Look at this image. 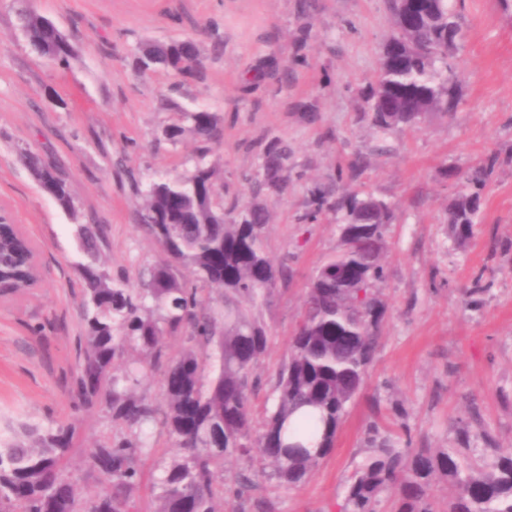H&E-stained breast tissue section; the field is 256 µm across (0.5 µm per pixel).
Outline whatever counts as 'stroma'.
<instances>
[{
	"label": "stroma",
	"instance_id": "35a3bbf8",
	"mask_svg": "<svg viewBox=\"0 0 512 512\" xmlns=\"http://www.w3.org/2000/svg\"><path fill=\"white\" fill-rule=\"evenodd\" d=\"M68 35L75 56L59 67L32 53L13 0H0V224L16 225L35 248L40 282L0 297V437L22 423L75 428L70 472L78 492L99 477L85 450L107 432L102 414L74 409L70 386L83 334L84 260L77 219L104 227L100 257L113 278L138 286L158 257L136 222L139 187L156 174L185 173L196 144L158 143L173 104L224 120V141L209 156L225 204L259 203L265 239L292 277L253 307L270 336L254 398L262 415L301 310L310 276L340 247L337 219L306 223L312 190L335 183L353 150L367 165L357 185L395 204L386 276L387 307L367 380L341 426L334 452L307 483L280 486L259 461L236 460L227 477L246 476L250 512H339L345 482L365 448L370 422L393 421L401 405L414 447H449L451 426L469 420V402L499 447L512 448V0H465V38L453 54L457 107L388 138L364 117L360 88L373 81L391 34L385 0H33ZM307 41H299L302 28ZM195 38L205 78L143 77L130 65L142 42ZM276 57L287 83L268 81L250 96L243 74ZM314 102L306 118L297 106ZM291 151L284 194L247 183L270 139ZM31 150L66 181L77 215L67 216L41 189L20 154ZM497 155L480 224L457 243L446 207L458 191L443 168L464 172ZM483 292L471 303L474 285Z\"/></svg>",
	"mask_w": 512,
	"mask_h": 512
}]
</instances>
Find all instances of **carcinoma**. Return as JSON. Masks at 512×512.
Returning a JSON list of instances; mask_svg holds the SVG:
<instances>
[{"instance_id": "cac0c4a2", "label": "carcinoma", "mask_w": 512, "mask_h": 512, "mask_svg": "<svg viewBox=\"0 0 512 512\" xmlns=\"http://www.w3.org/2000/svg\"><path fill=\"white\" fill-rule=\"evenodd\" d=\"M387 0L395 29L381 53L375 79L360 92L364 115L382 134L415 126L428 114L448 115L456 104L451 59L462 37L450 0ZM17 19L30 49L59 66L74 48L53 23L22 3ZM141 76L159 69L185 80L203 79L192 37L147 42L132 53ZM269 78L288 83V69L265 62L244 80L256 90ZM176 118L161 132L171 145L194 137L198 162L192 171L152 178L139 223L160 257L140 285L112 279L99 264L100 225H79L85 281L84 332L79 370L71 388L77 406L98 410L111 429L89 449L100 476L92 494L77 493L67 475L74 432L67 426L23 427L21 436L0 440V512H132L142 466L152 456V429L166 435L169 458L158 462L152 490L155 512H246L243 478L225 483L224 463L257 453L267 476L280 485L306 483L332 453L338 431L362 390L375 358L385 304L376 284L385 277V257L395 208L352 187L366 165L360 151L338 170L346 186L311 192L303 220L342 213L341 247L311 277L288 355L276 372L272 404L254 424L252 397L262 385L254 373L267 353L266 327L245 308L285 282L291 271L265 252L268 212L260 205L224 208L216 172L205 159L224 136V121L206 109L173 105ZM24 163L58 207L75 214L67 184L54 166L25 151ZM288 146L271 141L256 172V190L282 193L288 181ZM497 164L490 155L469 167L447 221L458 243L473 233L484 190ZM30 243L13 224H0V296H13L35 282ZM180 340L167 352L164 338ZM159 373L163 403L138 392L141 380ZM458 447L413 448L410 439L374 421L366 429L365 457L345 485L339 512H512V450L470 445L472 424L453 425ZM452 489L445 504L434 494Z\"/></svg>"}]
</instances>
